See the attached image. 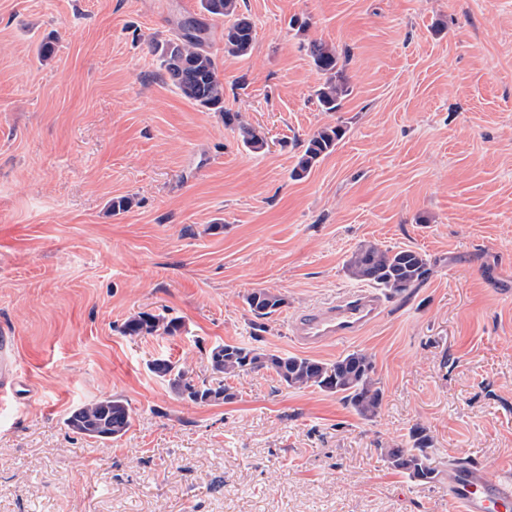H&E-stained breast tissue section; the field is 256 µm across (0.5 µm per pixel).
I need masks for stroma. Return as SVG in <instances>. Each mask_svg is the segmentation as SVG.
Segmentation results:
<instances>
[{
    "instance_id": "35a3bbf8",
    "label": "stroma",
    "mask_w": 512,
    "mask_h": 512,
    "mask_svg": "<svg viewBox=\"0 0 512 512\" xmlns=\"http://www.w3.org/2000/svg\"><path fill=\"white\" fill-rule=\"evenodd\" d=\"M237 9L255 29L243 56L200 0H0V512H448L444 476L415 482L380 454L417 427L442 473L460 459L512 479V0ZM185 17L208 26L224 112L184 98L150 47ZM314 39L341 56L336 112L317 101ZM326 125L344 138L292 179ZM365 242L432 268L363 335L310 353L370 356L376 417L266 371L209 403L151 372L168 358L211 378L224 342L297 354L292 318L361 289L345 263ZM258 288L286 305L257 318ZM137 312L182 329L123 335ZM109 395L132 411L122 437L65 425ZM238 115L225 112L224 122L227 125L232 124L234 121H238ZM239 123V121H238ZM244 145L254 152H258L264 148L265 140L261 132L256 128L248 124L239 123L238 125Z\"/></svg>"
}]
</instances>
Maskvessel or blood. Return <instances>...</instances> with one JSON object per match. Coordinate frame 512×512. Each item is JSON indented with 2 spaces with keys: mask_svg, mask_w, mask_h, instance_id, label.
I'll list each match as a JSON object with an SVG mask.
<instances>
[{
  "mask_svg": "<svg viewBox=\"0 0 512 512\" xmlns=\"http://www.w3.org/2000/svg\"><path fill=\"white\" fill-rule=\"evenodd\" d=\"M383 309L379 295L351 291L296 316L290 335L297 346L316 350L361 335ZM448 503L453 512H512V482L493 479L480 465L455 464L448 469Z\"/></svg>",
  "mask_w": 512,
  "mask_h": 512,
  "instance_id": "vessel-or-blood-1",
  "label": "vessel or blood"
}]
</instances>
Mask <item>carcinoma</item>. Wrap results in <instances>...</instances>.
<instances>
[{
	"mask_svg": "<svg viewBox=\"0 0 512 512\" xmlns=\"http://www.w3.org/2000/svg\"><path fill=\"white\" fill-rule=\"evenodd\" d=\"M202 9L211 16L228 19L224 26V51L245 55L252 47L253 23L237 15V0H201ZM206 29L201 23L188 20L180 24V34L163 42L153 43L159 53L161 68L182 95L197 105L224 114V123L232 124L238 116L224 110V83L218 75L215 55L207 46ZM308 52L316 69L327 76L317 90L320 107L336 112L347 95L341 80L342 65L336 48L322 40H312ZM244 145L254 152L264 148L265 140L256 128L238 124ZM345 130L339 125L324 126L300 142L301 155L291 176L303 178L320 159L331 154L343 139ZM349 276L385 289L390 296L401 295L423 284L431 274L426 255L409 248L383 249L374 243H364L346 261ZM249 309L260 317L276 313L286 304L279 292L260 288L244 298ZM182 325L161 314L138 312L129 316L122 326L127 336H174ZM210 365L215 378L201 386L194 384L189 370L179 362L156 359L151 371L166 380L184 398L196 403L230 401L234 393L224 381L242 373L268 371L278 381L293 389L317 388L340 396V399L362 417L375 416L382 404V392L374 378L373 360L361 351H354L333 362L276 353L258 347L234 343L218 344L210 352ZM128 402L120 396H110L83 403L65 418L73 431L99 440L122 437L132 426ZM413 448H382L380 454L388 465L411 480L428 484L438 479L439 470L428 452L431 439L417 427L411 434Z\"/></svg>",
	"mask_w": 512,
	"mask_h": 512,
	"instance_id": "cac0c4a2",
	"label": "carcinoma"
}]
</instances>
